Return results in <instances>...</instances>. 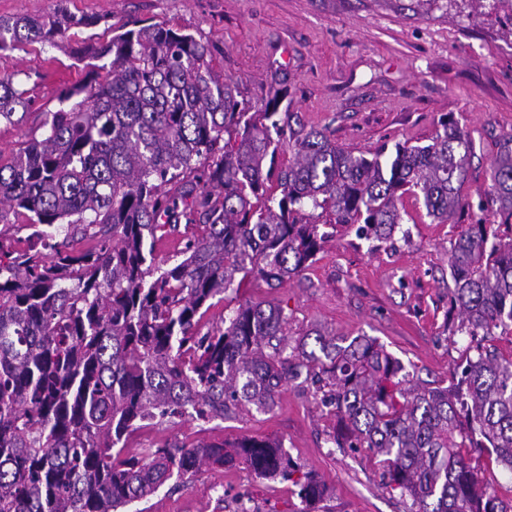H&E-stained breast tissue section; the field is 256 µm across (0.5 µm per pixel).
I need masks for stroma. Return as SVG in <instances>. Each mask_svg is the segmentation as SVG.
<instances>
[{
	"instance_id": "1",
	"label": "stroma",
	"mask_w": 512,
	"mask_h": 512,
	"mask_svg": "<svg viewBox=\"0 0 512 512\" xmlns=\"http://www.w3.org/2000/svg\"><path fill=\"white\" fill-rule=\"evenodd\" d=\"M75 15L99 17L58 46L21 44L0 51V77L14 76L33 105L23 121L0 122V160L41 135L60 94L82 84L86 54L129 21L169 23L208 42L217 71L241 98L259 103L283 89L292 129H322L360 154L426 145L440 118L454 116L474 155L463 196L487 193L497 142L512 133V7L501 0H69ZM394 247H374L337 228L315 263L282 286L254 282L225 293L201 321L223 326L239 301L284 307L291 341L321 330L368 336L423 382L449 386L468 337L448 333V247L458 224H435L406 199ZM336 418L294 379L271 412L237 411L226 418L185 416L148 425L126 441L147 457L166 444L233 443L258 437L278 443L302 471L326 486L327 512H406L365 450L339 448L329 437ZM292 484L259 477L248 465L205 467L178 483L169 479L127 512H300Z\"/></svg>"
}]
</instances>
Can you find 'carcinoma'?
<instances>
[{"label": "carcinoma", "instance_id": "carcinoma-1", "mask_svg": "<svg viewBox=\"0 0 512 512\" xmlns=\"http://www.w3.org/2000/svg\"><path fill=\"white\" fill-rule=\"evenodd\" d=\"M65 2L51 19L0 15V51L56 47L101 22ZM109 56L105 74L61 99L81 101L47 113L43 134L0 164V222L22 214L42 241L35 251L0 244V512H118L167 479L238 460L293 482L300 512H312L323 484L293 479L279 444L172 445L147 462L121 445L145 421L269 412L302 375L343 423L331 442L377 457L408 512H504L464 449L485 443L512 470V358L470 345L458 383L425 387L367 336L338 342L316 330L317 348L291 345L280 305L245 300L224 326L199 329L202 309L228 290L279 286L314 262L330 233L306 209L392 247L409 197L433 224L472 220L448 249L450 334L512 330V236L461 195L474 147L458 121L441 120L426 145L368 158L323 130L285 137L282 91L258 107L238 100L209 44L167 23L121 26L90 51ZM26 94L0 78V121L27 112ZM488 196L512 228V134L500 140ZM66 226L96 245L54 241ZM171 237L184 240L182 259L159 267L156 244Z\"/></svg>", "mask_w": 512, "mask_h": 512}]
</instances>
